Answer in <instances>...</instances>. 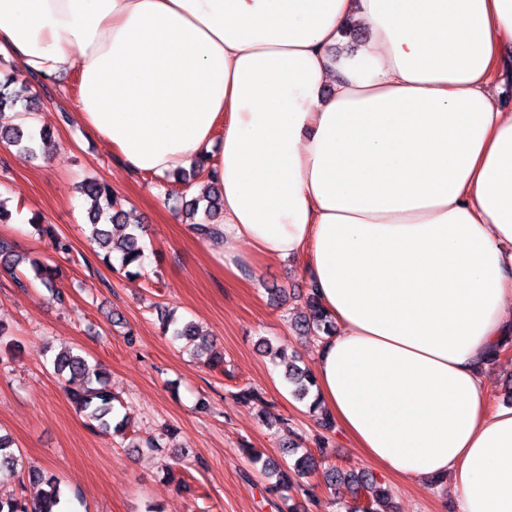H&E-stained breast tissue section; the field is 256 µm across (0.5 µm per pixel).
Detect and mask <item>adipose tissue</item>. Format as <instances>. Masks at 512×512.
Segmentation results:
<instances>
[{
  "instance_id": "adipose-tissue-1",
  "label": "adipose tissue",
  "mask_w": 512,
  "mask_h": 512,
  "mask_svg": "<svg viewBox=\"0 0 512 512\" xmlns=\"http://www.w3.org/2000/svg\"><path fill=\"white\" fill-rule=\"evenodd\" d=\"M0 55L77 71L127 173L202 165L213 254L303 259L336 327L316 392L370 462L512 512V405L483 386L512 344V0H0Z\"/></svg>"
}]
</instances>
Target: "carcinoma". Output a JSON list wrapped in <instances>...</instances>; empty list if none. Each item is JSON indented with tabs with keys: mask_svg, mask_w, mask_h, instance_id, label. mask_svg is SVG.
<instances>
[{
	"mask_svg": "<svg viewBox=\"0 0 512 512\" xmlns=\"http://www.w3.org/2000/svg\"><path fill=\"white\" fill-rule=\"evenodd\" d=\"M16 78L7 74L0 78V110L6 107L23 106V111H37L35 104L38 97L31 94V83L22 82L20 89L11 88ZM0 140L17 148L19 151L37 157L51 145V136L47 131L39 135L32 134L20 125L0 127ZM80 192L91 200L92 206L88 213L87 241L95 253H103L102 260L120 273L130 272V266L143 265L145 253L139 244L140 227L126 223V212L122 198L114 194L112 187L96 179H86L80 184ZM185 216L191 220L192 231L202 238H212L217 234L216 226L211 223L222 209L220 189L215 183L206 185L203 191L192 199L182 203ZM0 260L4 267L11 271L18 267L22 258L13 251L11 243L0 239ZM33 279L55 298H62L56 284V267L32 262ZM309 315L294 320V327L306 337H314L320 333L330 336L335 330L331 319L321 309L316 295L308 297ZM162 332L174 342L183 341L185 346L205 345L207 338L200 332L199 326L192 322L167 319L162 322ZM54 370L59 375H68L69 382L75 387L68 390L71 403L76 411L85 418L88 425L105 433L112 432L125 436V421L118 418L116 398L109 387L106 372L97 365H91L80 354L64 350L54 357ZM284 376L293 386L292 394L299 400L305 399L310 388L315 386V379L310 370L302 368L295 360L288 359ZM249 461L257 472L266 479H275L269 490L280 494L283 499L290 498V492L301 487L304 478L317 469V460L311 451L304 452L294 463L280 464L271 459H263L259 453H249ZM23 459L12 447L6 436L0 435V477L13 476L19 482L29 481L41 484L43 488L37 496L38 507L30 509L31 503L22 498H0V512H61L66 504V497L61 488L59 478L49 471L30 470L22 475ZM326 480L334 486L338 482H347L356 488H364L367 502L364 506L348 509V512H385L383 506L389 499V490L377 485L365 475L345 473L336 467L326 470Z\"/></svg>",
	"mask_w": 512,
	"mask_h": 512,
	"instance_id": "carcinoma-1",
	"label": "carcinoma"
}]
</instances>
